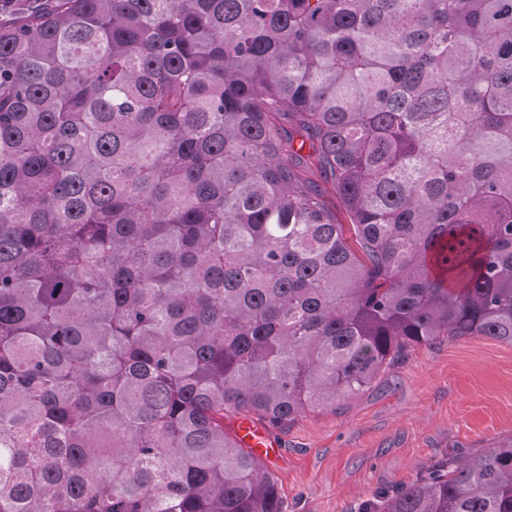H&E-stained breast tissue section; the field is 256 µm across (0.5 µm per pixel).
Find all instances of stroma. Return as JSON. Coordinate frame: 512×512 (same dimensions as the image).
I'll return each instance as SVG.
<instances>
[{"label":"stroma","mask_w":512,"mask_h":512,"mask_svg":"<svg viewBox=\"0 0 512 512\" xmlns=\"http://www.w3.org/2000/svg\"><path fill=\"white\" fill-rule=\"evenodd\" d=\"M267 468L285 512H354L419 468L512 437V345L489 338L410 350L363 395L275 430Z\"/></svg>","instance_id":"stroma-1"}]
</instances>
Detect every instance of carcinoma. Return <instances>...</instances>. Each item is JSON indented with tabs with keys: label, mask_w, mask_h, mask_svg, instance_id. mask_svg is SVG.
<instances>
[{
	"label": "carcinoma",
	"mask_w": 512,
	"mask_h": 512,
	"mask_svg": "<svg viewBox=\"0 0 512 512\" xmlns=\"http://www.w3.org/2000/svg\"><path fill=\"white\" fill-rule=\"evenodd\" d=\"M478 337L512 344V0L0 23V512H283L224 417ZM358 512H512V438Z\"/></svg>",
	"instance_id": "1"
}]
</instances>
